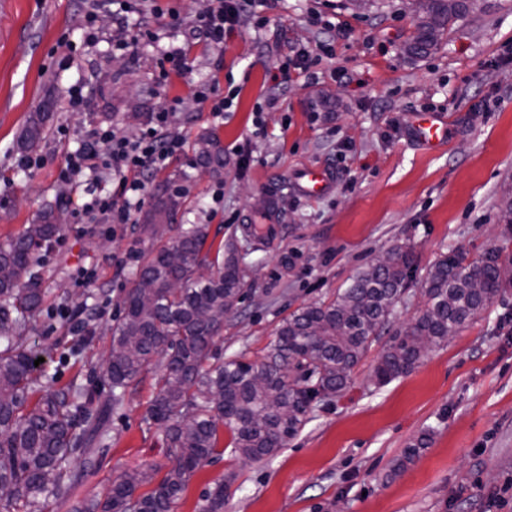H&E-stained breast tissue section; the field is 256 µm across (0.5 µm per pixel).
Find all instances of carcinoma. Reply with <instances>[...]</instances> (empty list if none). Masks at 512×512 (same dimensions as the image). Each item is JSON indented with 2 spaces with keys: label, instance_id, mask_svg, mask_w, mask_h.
Instances as JSON below:
<instances>
[{
  "label": "carcinoma",
  "instance_id": "1",
  "mask_svg": "<svg viewBox=\"0 0 512 512\" xmlns=\"http://www.w3.org/2000/svg\"><path fill=\"white\" fill-rule=\"evenodd\" d=\"M426 16L406 46L413 56L436 49L445 30L469 11L468 0H418ZM28 118L20 139L32 148L45 139L54 114L50 103ZM198 160L218 173L224 169V145L215 134L194 144ZM181 204L178 189L166 187L139 234L153 241L157 222L168 220ZM58 212L43 211L21 235L0 243V482L16 494L0 501V512H46L49 500L63 494L74 455L90 454L102 420L88 406L96 392L86 387L47 392L33 405L37 355L17 343V333L39 310L43 297L40 246H52L62 232ZM169 241L152 251L129 289L124 309L112 325L109 389L102 409L123 404L126 390L157 356L166 358L167 374L158 383L149 419L164 431L175 465L147 492L146 470L119 476L103 504L86 501L76 512H174L189 481L216 452L218 432H231L232 453L250 460L273 457L309 420L316 398L332 399L350 380L393 308L411 285L413 255L394 249L390 262L368 266L329 302L302 306L283 319L277 339L255 361L220 357L214 338L224 328L225 313L238 309L248 288L246 273L233 248L204 251L206 224H179ZM492 248L477 257L451 253L429 270L421 313L393 337L374 375L381 384L408 373L432 346L481 316L512 288V255ZM213 276L197 277L200 266ZM481 283L476 292L473 282ZM83 426V434L76 429ZM199 512H224V484L207 493Z\"/></svg>",
  "mask_w": 512,
  "mask_h": 512
}]
</instances>
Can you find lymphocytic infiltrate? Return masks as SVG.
<instances>
[{
	"label": "lymphocytic infiltrate",
	"mask_w": 512,
	"mask_h": 512,
	"mask_svg": "<svg viewBox=\"0 0 512 512\" xmlns=\"http://www.w3.org/2000/svg\"><path fill=\"white\" fill-rule=\"evenodd\" d=\"M252 0H219L217 7L207 11L200 19L198 28L210 46H221L247 5ZM173 113L164 109L153 113L149 127L143 135L131 140L116 136L113 129L96 126L89 130L80 149L68 153L59 170L60 181L72 187L95 181L100 171H107L119 187L118 194L102 190L93 193L89 202L73 204L76 223L93 224L105 216L115 224L133 221V208L141 204L146 194V184L141 176L162 169L167 160L178 155L184 148L181 138L172 136L169 126ZM139 172L136 180H128V172Z\"/></svg>",
	"instance_id": "f902f5d3"
}]
</instances>
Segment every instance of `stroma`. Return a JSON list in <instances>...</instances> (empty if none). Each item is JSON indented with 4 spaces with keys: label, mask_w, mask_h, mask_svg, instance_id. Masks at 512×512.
<instances>
[{
    "label": "stroma",
    "mask_w": 512,
    "mask_h": 512,
    "mask_svg": "<svg viewBox=\"0 0 512 512\" xmlns=\"http://www.w3.org/2000/svg\"><path fill=\"white\" fill-rule=\"evenodd\" d=\"M177 15L151 18L146 0L126 11L99 10L90 0H8L0 9V243L18 236L40 211L72 194L58 178L70 142L106 124L137 138L153 112L174 107L173 135L185 152L146 175V195L130 224H66L42 252L45 296L27 347L41 358L35 375L43 389L98 387L111 348L109 326L125 290L152 249L137 230L160 188L184 189L177 224H205L209 238L249 247L251 299L224 323L216 340L225 358H261L283 318L331 299L373 257L393 248L412 251L413 282L394 314L335 398L312 403L309 420L274 457L248 461L219 452L190 480L176 512H197L203 495L224 486V512H512V290L448 342L432 347L407 374L387 384L373 376L391 338L424 306L429 269L449 252L477 255L503 246L512 253V0H469L468 13L423 57L404 51L417 21L398 11L399 0H375L368 11L349 0H264L265 24L235 26L223 48L197 44V20L215 0H161ZM347 20L335 40L332 64L315 78L284 73V54H317L330 31L317 13ZM147 21L152 41L128 46ZM99 39L68 70L50 69L62 35L80 40L87 23ZM193 41L189 69L157 84L164 50ZM234 80L236 111L215 117L194 87ZM83 84V111L64 108L69 89ZM275 108L257 112L270 94ZM54 104L47 138L35 154L43 164L20 166L21 133L31 112ZM443 108L446 146L416 145L411 127L428 106ZM205 132L224 145L221 174L202 173L192 146ZM333 173L325 196L308 197L293 185L303 169ZM276 202L272 237L248 240L249 220ZM82 307L97 327L91 341L73 330L68 314ZM163 358L112 409L90 457L71 462L66 497L47 512L105 501L112 482L134 468L163 477L173 465L163 431L149 418ZM425 440L413 461L398 467L406 448Z\"/></svg>",
    "instance_id": "35a3bbf8"
}]
</instances>
